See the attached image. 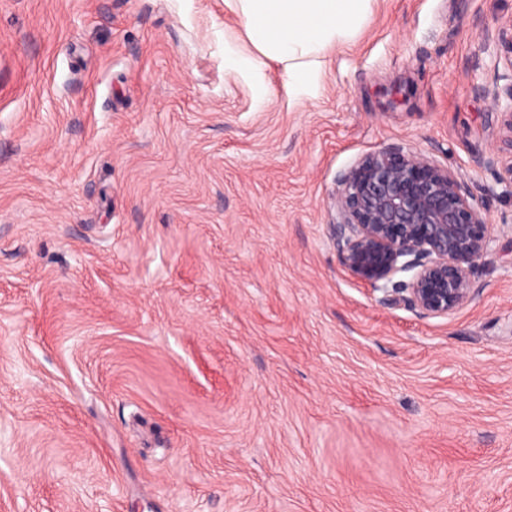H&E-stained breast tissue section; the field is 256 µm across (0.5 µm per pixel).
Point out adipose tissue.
Returning a JSON list of instances; mask_svg holds the SVG:
<instances>
[{
    "label": "adipose tissue",
    "instance_id": "adipose-tissue-1",
    "mask_svg": "<svg viewBox=\"0 0 512 512\" xmlns=\"http://www.w3.org/2000/svg\"><path fill=\"white\" fill-rule=\"evenodd\" d=\"M372 0H224L240 33L224 35V67L251 87L256 103L270 95L267 71L278 67L288 86L311 93L326 51L363 26Z\"/></svg>",
    "mask_w": 512,
    "mask_h": 512
}]
</instances>
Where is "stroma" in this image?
Instances as JSON below:
<instances>
[{"label":"stroma","mask_w":512,"mask_h":512,"mask_svg":"<svg viewBox=\"0 0 512 512\" xmlns=\"http://www.w3.org/2000/svg\"><path fill=\"white\" fill-rule=\"evenodd\" d=\"M509 23L373 0L258 109L224 0H0V512H512ZM391 146L497 239L446 317L336 258L337 179ZM487 42H494L496 46L509 54L507 58V72L499 74L497 64V79L493 90H486L491 94L500 112L504 136L496 151L490 155L487 165L490 168L498 167V178L501 182L512 187V23L499 27L493 34L485 35ZM506 81L499 87L497 81Z\"/></svg>","instance_id":"obj_1"}]
</instances>
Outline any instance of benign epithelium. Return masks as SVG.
I'll return each mask as SVG.
<instances>
[{
    "instance_id": "benign-epithelium-1",
    "label": "benign epithelium",
    "mask_w": 512,
    "mask_h": 512,
    "mask_svg": "<svg viewBox=\"0 0 512 512\" xmlns=\"http://www.w3.org/2000/svg\"><path fill=\"white\" fill-rule=\"evenodd\" d=\"M485 40L506 51L505 81L489 91L504 136L487 165L512 187V23ZM331 238L354 279L423 317L448 316L482 288L479 262L496 244L485 207L464 181L434 161L388 147L338 179Z\"/></svg>"
}]
</instances>
